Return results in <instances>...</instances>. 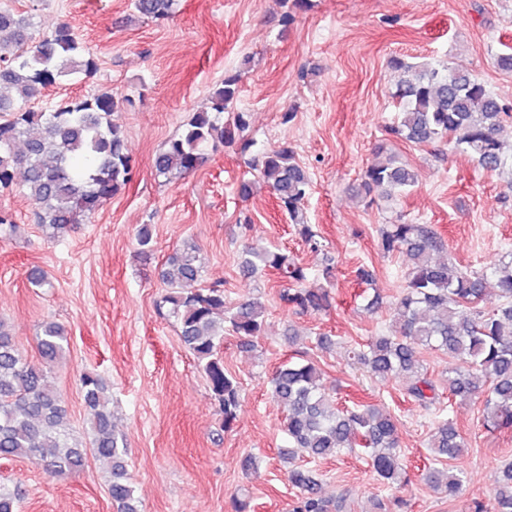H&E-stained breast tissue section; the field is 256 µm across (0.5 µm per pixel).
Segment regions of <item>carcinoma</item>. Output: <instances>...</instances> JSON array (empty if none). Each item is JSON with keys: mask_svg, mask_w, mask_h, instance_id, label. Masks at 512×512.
<instances>
[{"mask_svg": "<svg viewBox=\"0 0 512 512\" xmlns=\"http://www.w3.org/2000/svg\"><path fill=\"white\" fill-rule=\"evenodd\" d=\"M175 2L135 0L134 6L141 16L156 20L167 18ZM32 27L31 17L0 5V193L12 190L17 173H22L26 194L35 205L34 222L54 237L83 223L131 180L126 134L112 115L132 99L101 88L55 108L29 107L45 85L76 74L91 78L97 72V63L84 54L69 24L38 36ZM390 67L398 73L390 94L396 109L391 136L415 145L446 139L487 171H497L512 159V148L500 137L512 108L484 82L468 71L439 64L414 66L397 57ZM240 82L241 73L224 72L210 94L208 110L194 113L182 133L155 157V173H190L204 161L207 147L237 146L250 153L249 169L272 190L298 235L318 251L322 244L303 218L310 177L286 141L250 152L254 142L245 137L248 114L236 110ZM415 183L414 170L401 163L374 164L363 176L368 192L376 187L400 194ZM380 247L386 254L408 256L406 284L395 303L390 330L371 337L354 357L377 378L404 376V395L427 407L436 398L437 384L424 373L419 350L443 351L467 365L464 371H448L444 384L449 397L482 399L485 421L512 429V258L490 269L468 271L437 257L444 245L430 227L406 222L383 229ZM241 267L247 275L271 269L291 283L280 291V300L299 313L328 306V290L303 286L305 269L278 248L247 249ZM200 278L197 246L186 242L168 257L161 272L165 294L159 308L177 319L179 336L196 357L223 415L224 429L229 430L237 418L241 389L224 367V333L243 337V346L250 347V339L263 333L266 307L257 298L231 307L222 284L199 288ZM490 289L500 304L485 311L480 303ZM37 344L40 362L34 364L19 354L14 336L0 323V457L34 460L53 475L80 473L91 455L110 467L108 490L116 512H142L128 473L126 438L116 430L108 407L107 386L98 374H83L89 441L72 438L54 384L68 337L61 326L47 323ZM271 387L273 397L287 409L282 458L323 460L343 449L361 448L386 484L405 482L397 424L389 411L374 404L338 407L321 383L319 368L308 360L283 362ZM429 448L437 459L454 460L463 454L465 443L444 419ZM288 481L297 491L292 512L336 510L311 470L291 468ZM425 481L455 498L463 472L430 469ZM19 499L18 491L1 486L0 512H19ZM475 507L478 512H512V463L500 469L489 504L477 501Z\"/></svg>", "mask_w": 512, "mask_h": 512, "instance_id": "obj_1", "label": "carcinoma"}]
</instances>
